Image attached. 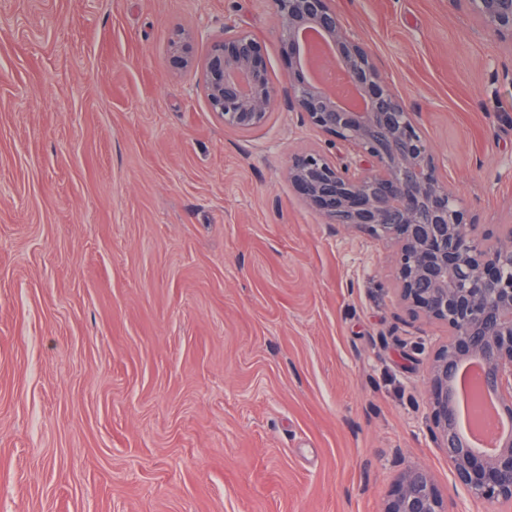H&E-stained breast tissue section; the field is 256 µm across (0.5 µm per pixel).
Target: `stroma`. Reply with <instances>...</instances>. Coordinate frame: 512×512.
<instances>
[{
	"mask_svg": "<svg viewBox=\"0 0 512 512\" xmlns=\"http://www.w3.org/2000/svg\"><path fill=\"white\" fill-rule=\"evenodd\" d=\"M486 246L512 232V54L451 0H336ZM269 0H0V512H381L420 467L444 326L396 249L288 179L350 160L280 105L223 126L196 57L236 26L272 81Z\"/></svg>",
	"mask_w": 512,
	"mask_h": 512,
	"instance_id": "35a3bbf8",
	"label": "stroma"
}]
</instances>
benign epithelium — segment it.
Listing matches in <instances>:
<instances>
[{
    "instance_id": "obj_1",
    "label": "benign epithelium",
    "mask_w": 512,
    "mask_h": 512,
    "mask_svg": "<svg viewBox=\"0 0 512 512\" xmlns=\"http://www.w3.org/2000/svg\"><path fill=\"white\" fill-rule=\"evenodd\" d=\"M512 53V0H453ZM276 37L288 58L287 87L270 79L262 49L246 29L211 41L200 87L224 126L248 132L264 125L279 98L304 122L350 145L359 157L338 165L324 150L293 155L288 179L329 224L363 228L397 245L399 300L426 323L448 329L429 370L430 431L456 480L482 512L512 500V437L492 457L475 454L456 425L453 381L477 360L482 386L512 418V247L481 248L455 189L436 171L417 114L382 81L370 51L342 24L336 0H271ZM320 32L331 44L362 106L350 108L313 82L298 33ZM383 512H468L443 498L428 472L415 468L392 486Z\"/></svg>"
}]
</instances>
